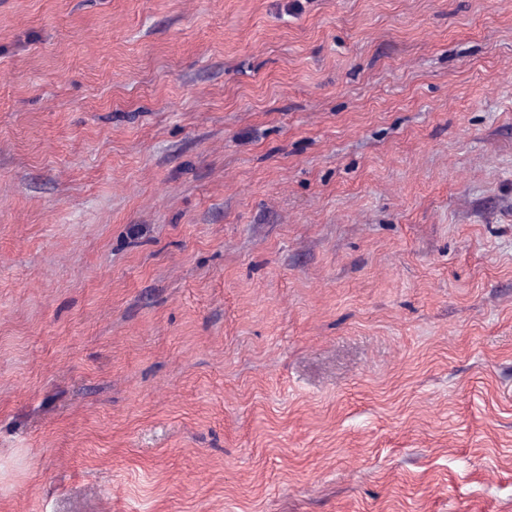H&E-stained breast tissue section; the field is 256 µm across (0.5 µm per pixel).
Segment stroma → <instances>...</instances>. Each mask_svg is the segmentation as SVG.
Segmentation results:
<instances>
[{
	"label": "stroma",
	"mask_w": 512,
	"mask_h": 512,
	"mask_svg": "<svg viewBox=\"0 0 512 512\" xmlns=\"http://www.w3.org/2000/svg\"><path fill=\"white\" fill-rule=\"evenodd\" d=\"M0 512H512V0H0Z\"/></svg>",
	"instance_id": "35a3bbf8"
}]
</instances>
